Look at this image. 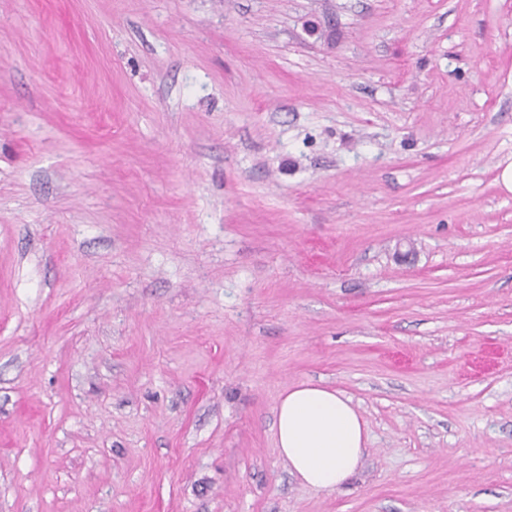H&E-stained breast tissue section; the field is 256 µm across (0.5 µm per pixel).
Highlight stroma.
I'll use <instances>...</instances> for the list:
<instances>
[{
	"label": "stroma",
	"instance_id": "stroma-1",
	"mask_svg": "<svg viewBox=\"0 0 512 512\" xmlns=\"http://www.w3.org/2000/svg\"><path fill=\"white\" fill-rule=\"evenodd\" d=\"M510 163L512 0H0V512H512ZM277 448L305 484L336 491L358 468L365 424L351 400L323 385L288 388L276 409Z\"/></svg>",
	"mask_w": 512,
	"mask_h": 512
}]
</instances>
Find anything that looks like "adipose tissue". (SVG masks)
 Here are the masks:
<instances>
[{"instance_id": "adipose-tissue-1", "label": "adipose tissue", "mask_w": 512, "mask_h": 512, "mask_svg": "<svg viewBox=\"0 0 512 512\" xmlns=\"http://www.w3.org/2000/svg\"><path fill=\"white\" fill-rule=\"evenodd\" d=\"M275 433L291 473L324 491L337 490L356 471L366 442L365 424L350 399L312 383L285 392Z\"/></svg>"}]
</instances>
